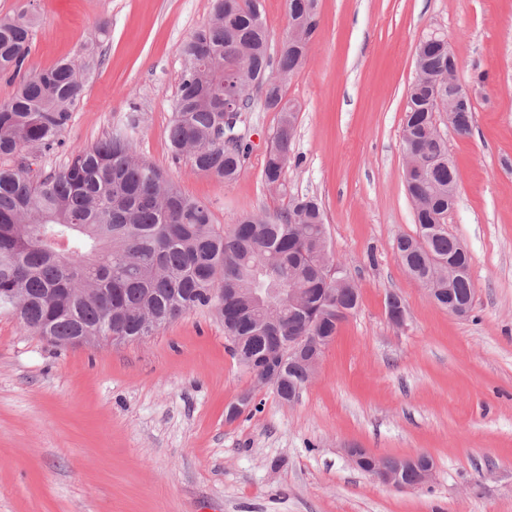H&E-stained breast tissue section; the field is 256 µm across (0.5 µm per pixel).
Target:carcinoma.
I'll return each mask as SVG.
<instances>
[{"mask_svg":"<svg viewBox=\"0 0 512 512\" xmlns=\"http://www.w3.org/2000/svg\"><path fill=\"white\" fill-rule=\"evenodd\" d=\"M317 0H288L296 35L309 42L317 27ZM35 16L21 8L0 17V73L17 75L27 60ZM292 34L271 50L261 0H212L210 20L180 46L187 61L169 127L174 157L225 182L235 180L245 160L239 124L225 120L224 96H236L252 111L250 91L266 88L265 109L281 113L273 148L265 158L264 181L285 180L291 161L296 115L284 100L288 76L299 70L305 48ZM61 59L32 69L9 101L0 103V312L23 327L65 347L78 336L129 342L197 308L224 322L230 351L249 373L265 376L266 354L294 336L324 340L336 335V306H359L357 288L329 249L323 210L317 199L291 196L285 210L240 216L233 224L213 223L209 206L182 194L164 171L135 153L130 131L135 115L106 136L70 150L67 163L49 173L41 157L63 146L72 112L95 63ZM452 65L448 48L430 45L415 59L402 130L404 151L413 150L421 173L406 182L419 205L415 223L437 225L428 247L401 237L396 249L405 270L427 277L436 260L454 259L464 271L433 283L472 303L470 257L448 234V185L458 181L448 143L434 127L433 84ZM251 288H300L307 297L302 315L274 314L251 306ZM272 389L285 401L298 398L304 378L298 355L277 365Z\"/></svg>","mask_w":512,"mask_h":512,"instance_id":"1","label":"carcinoma"}]
</instances>
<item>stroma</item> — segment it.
Listing matches in <instances>:
<instances>
[{"label":"stroma","mask_w":512,"mask_h":512,"mask_svg":"<svg viewBox=\"0 0 512 512\" xmlns=\"http://www.w3.org/2000/svg\"><path fill=\"white\" fill-rule=\"evenodd\" d=\"M37 18L29 66L96 44L98 64L65 145H90L130 112L140 157L213 221L284 209L262 170L279 115L254 107L231 183L174 159L168 141L181 43L210 0H0ZM305 65L284 87L296 112L288 195L320 200L331 250L360 292L297 401L282 403L232 357L224 324L196 309L152 335L55 347L0 313V512H512V0H318ZM447 39L475 112L445 129L459 174L448 233L471 257L473 309L436 306L396 253L419 226L402 128L417 43ZM398 294L403 325L386 313ZM251 394V405L229 417ZM426 454L414 489L356 469L345 450Z\"/></svg>","instance_id":"1"}]
</instances>
